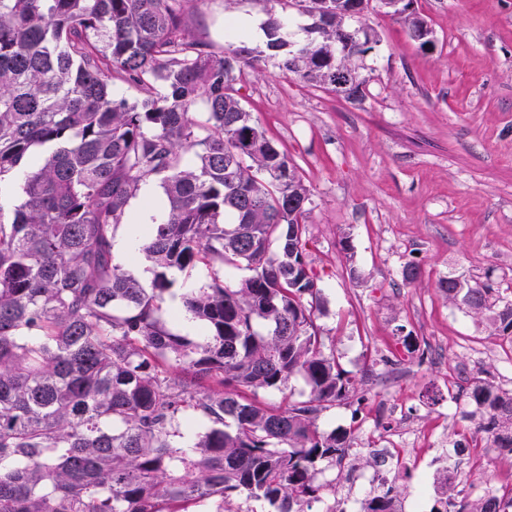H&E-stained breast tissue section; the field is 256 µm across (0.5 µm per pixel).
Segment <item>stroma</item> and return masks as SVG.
I'll return each instance as SVG.
<instances>
[{"instance_id": "obj_1", "label": "stroma", "mask_w": 512, "mask_h": 512, "mask_svg": "<svg viewBox=\"0 0 512 512\" xmlns=\"http://www.w3.org/2000/svg\"><path fill=\"white\" fill-rule=\"evenodd\" d=\"M433 31L425 48L382 11L364 23L378 42L358 61L363 101L284 75L273 61L240 77L247 112L287 154L310 191L306 259L320 289L315 323L325 353L358 382L355 396L323 411L320 430H347L358 448H381L406 418L432 438L418 471L389 473L353 464L401 492V512H431L448 442L465 424L456 415L458 384L472 347L494 381L512 370V339L448 302L439 281L512 294V0H415ZM245 27L247 44L265 48L263 0H192L186 28L217 52L227 20ZM160 177L132 198L114 235L122 241L144 210H165ZM419 271L406 282L407 265ZM243 268L198 265L174 273L175 297L237 281ZM413 348H405L404 337ZM336 495L322 494L307 512L340 501L349 512L367 489L326 468Z\"/></svg>"}]
</instances>
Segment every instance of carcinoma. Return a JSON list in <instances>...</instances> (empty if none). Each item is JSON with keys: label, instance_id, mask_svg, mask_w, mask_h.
<instances>
[{"label": "carcinoma", "instance_id": "carcinoma-1", "mask_svg": "<svg viewBox=\"0 0 512 512\" xmlns=\"http://www.w3.org/2000/svg\"><path fill=\"white\" fill-rule=\"evenodd\" d=\"M265 2L268 57L283 73L364 98L355 61L377 35L361 17L315 25L301 42L275 12L281 0ZM184 3L0 0V182L26 172L10 219L0 211V512H232L242 496L304 512L325 488L319 467L351 448V432L317 426L356 386L314 323L309 190L235 88L258 60L245 34L231 28L229 56L210 51L185 28ZM413 4L397 17L430 46ZM114 78L140 97L114 99ZM199 101L203 122L190 116ZM157 175L168 214L143 246L147 289L112 248L129 201ZM216 263L251 275L234 287L216 278L169 310L202 322L203 341L172 333L162 319L171 273ZM439 286L512 337V299L451 272ZM293 378L308 399L252 398ZM463 397L473 410L460 419L512 456V391L477 376ZM198 416L208 430L177 446ZM443 486L434 512L512 507V495L471 501L454 478ZM363 512H398L394 488Z\"/></svg>", "mask_w": 512, "mask_h": 512}]
</instances>
